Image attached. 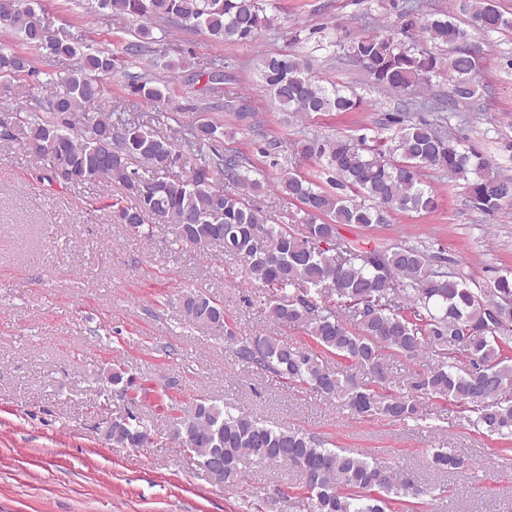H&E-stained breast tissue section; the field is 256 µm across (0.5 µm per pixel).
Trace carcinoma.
<instances>
[{
    "label": "carcinoma",
    "mask_w": 512,
    "mask_h": 512,
    "mask_svg": "<svg viewBox=\"0 0 512 512\" xmlns=\"http://www.w3.org/2000/svg\"><path fill=\"white\" fill-rule=\"evenodd\" d=\"M19 2L26 7L25 16L6 28L48 59L74 60L58 76L50 64L38 67L27 55L0 52V78L63 87L45 100L46 112L16 113L24 138L38 146L34 156L49 172V181L65 186L114 183L122 195L111 204L113 219L131 234L150 239L156 225L149 220H162L173 225L169 246L204 252L219 245L224 254L243 262L249 281L276 291L296 287V299L269 301L270 316L304 329L319 349L367 372L370 384L356 383L352 374L340 375L317 352L284 339L236 335L224 305L202 293L189 292L183 299L189 322L224 335L237 360L250 367L327 397L346 394L349 409L357 414L416 419L425 395L453 401L484 434L512 436V358L507 356L512 348V276H499L493 287L477 294L466 287L462 274L430 268L425 251L415 245L367 250L339 236L342 225L369 227L388 223L396 211H434L438 198L422 180L427 168L463 180L471 206L488 214L512 204V175L495 170L483 155L461 149L437 123L415 121L398 111L388 115L393 134L383 152L341 135L303 141L302 155L327 161L329 188L294 169L284 173L278 189L303 205L305 217L296 230L277 228L250 204L248 197L264 189V183L250 177L238 152L223 151V125L203 118L187 125L191 157L183 174L170 173L184 158L172 138L111 112L90 114L102 93L101 79L115 69L112 50L81 45L31 22L37 0ZM97 5L135 19L204 31L218 44L252 41L270 23L261 0H97ZM405 28L437 47H451L452 53L444 58L398 41L391 32H373L351 43L349 56L373 86L399 96L414 94L446 71L455 105L479 90L478 63L467 48L473 33L511 31L512 13L500 10L496 0H453L450 10L419 21L406 15ZM222 68L214 60L207 72L206 91L213 104L222 95ZM257 70L263 87L285 112L356 109L354 95L337 84H324L301 57L263 55ZM127 88L138 100L164 98L163 89L146 74L131 76ZM135 160L142 168L133 167ZM338 303L347 315L336 313ZM387 350L408 359L432 353L437 361L406 391L386 393ZM124 375L116 367L110 381L133 392L134 401L142 388ZM170 419L172 430H188L184 451L213 467L224 465L216 479L225 484L240 481L256 461L288 465L299 477L298 489L310 512H385L394 497L423 494L402 470L378 465L348 448H330L327 441L300 430L270 427L203 395L191 411ZM146 440L144 420L133 414L112 419V442L141 448ZM430 463L446 471L468 466L452 448L434 451Z\"/></svg>",
    "instance_id": "1"
}]
</instances>
